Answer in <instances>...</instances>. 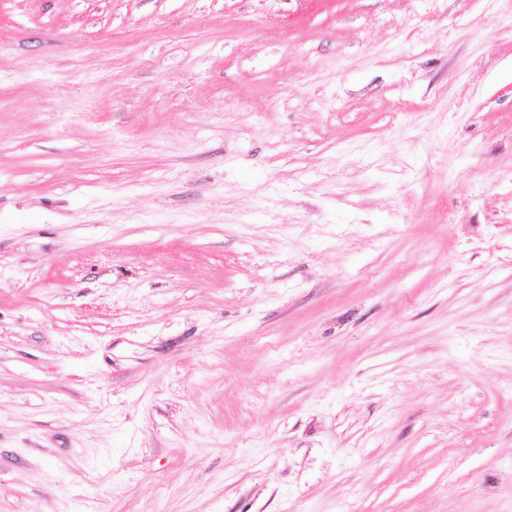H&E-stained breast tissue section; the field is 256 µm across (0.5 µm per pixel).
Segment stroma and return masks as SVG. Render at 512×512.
<instances>
[{
	"label": "stroma",
	"mask_w": 512,
	"mask_h": 512,
	"mask_svg": "<svg viewBox=\"0 0 512 512\" xmlns=\"http://www.w3.org/2000/svg\"><path fill=\"white\" fill-rule=\"evenodd\" d=\"M0 512H512V0H0Z\"/></svg>",
	"instance_id": "35a3bbf8"
}]
</instances>
